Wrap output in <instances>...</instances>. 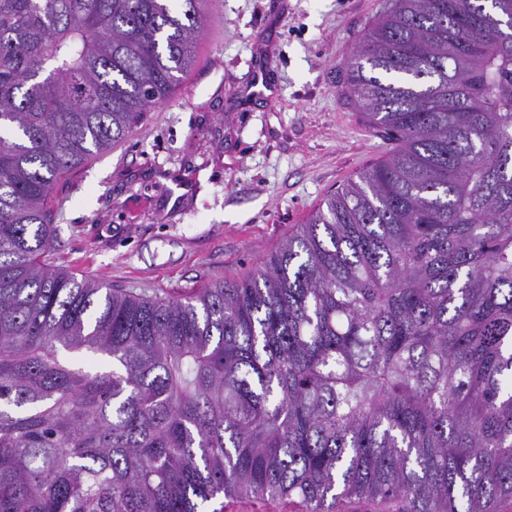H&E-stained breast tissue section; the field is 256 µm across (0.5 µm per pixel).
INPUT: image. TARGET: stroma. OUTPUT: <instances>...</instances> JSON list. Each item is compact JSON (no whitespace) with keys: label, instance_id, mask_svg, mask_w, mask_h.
I'll use <instances>...</instances> for the list:
<instances>
[{"label":"stroma","instance_id":"obj_1","mask_svg":"<svg viewBox=\"0 0 512 512\" xmlns=\"http://www.w3.org/2000/svg\"><path fill=\"white\" fill-rule=\"evenodd\" d=\"M392 0H205L197 72L55 186L46 264L178 297L257 268L395 146L349 63ZM263 72L273 89L253 96Z\"/></svg>","mask_w":512,"mask_h":512}]
</instances>
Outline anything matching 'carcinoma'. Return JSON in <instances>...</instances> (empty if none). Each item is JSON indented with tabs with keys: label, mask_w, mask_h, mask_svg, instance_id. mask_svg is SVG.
Returning a JSON list of instances; mask_svg holds the SVG:
<instances>
[{
	"label": "carcinoma",
	"mask_w": 512,
	"mask_h": 512,
	"mask_svg": "<svg viewBox=\"0 0 512 512\" xmlns=\"http://www.w3.org/2000/svg\"><path fill=\"white\" fill-rule=\"evenodd\" d=\"M200 2L0 0V512H499L512 0H394L350 85L398 147L248 278L159 298L43 263L55 183L173 93ZM224 508L223 512H304L305 506L299 499L294 498L286 501H260L252 498H223L222 496L209 503L206 508L211 512L213 509ZM403 505L399 501L378 502L351 499L343 501L336 507V512H398Z\"/></svg>",
	"instance_id": "1"
}]
</instances>
